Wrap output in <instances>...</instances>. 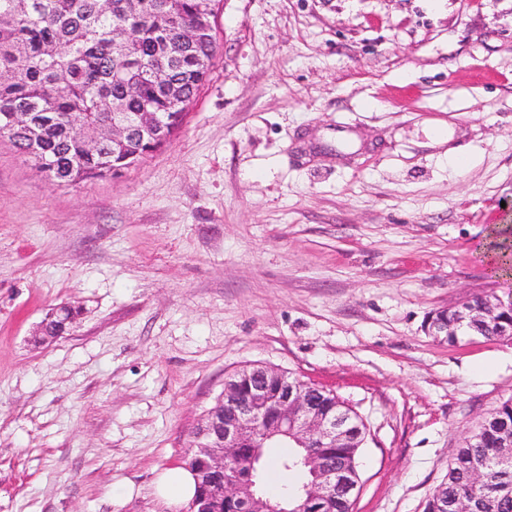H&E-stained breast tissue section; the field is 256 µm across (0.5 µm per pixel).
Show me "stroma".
<instances>
[{"label":"stroma","instance_id":"1","mask_svg":"<svg viewBox=\"0 0 512 512\" xmlns=\"http://www.w3.org/2000/svg\"><path fill=\"white\" fill-rule=\"evenodd\" d=\"M216 9L209 78L138 165L57 186L0 141V512H185L155 481L251 364L363 420L353 512H424L512 397V339L424 331L512 301L486 261L512 225V0Z\"/></svg>","mask_w":512,"mask_h":512}]
</instances>
